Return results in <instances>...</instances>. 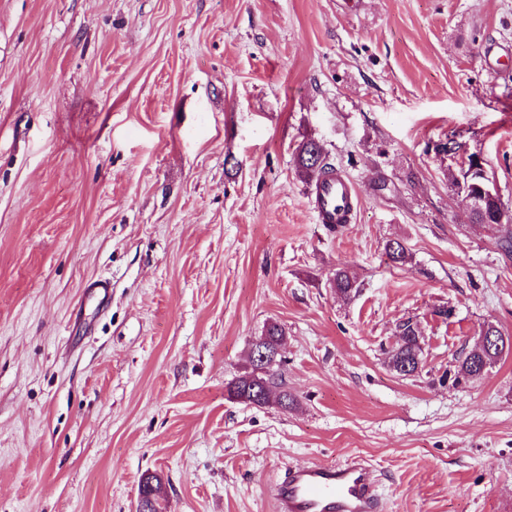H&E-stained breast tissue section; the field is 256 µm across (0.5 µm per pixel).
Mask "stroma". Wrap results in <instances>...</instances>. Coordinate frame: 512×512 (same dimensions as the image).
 <instances>
[{
	"label": "stroma",
	"instance_id": "35a3bbf8",
	"mask_svg": "<svg viewBox=\"0 0 512 512\" xmlns=\"http://www.w3.org/2000/svg\"><path fill=\"white\" fill-rule=\"evenodd\" d=\"M492 42L512 0H0V512H135L148 473L167 512H273L288 466L350 456L380 512H512V353L447 380L512 336V255L448 186L477 155L512 209ZM310 138L350 223L315 220ZM272 322L293 406L229 399ZM311 141L312 139H306L297 146L295 160L299 172L305 177H320L330 171H335L330 164L325 162V157L320 163L318 162L319 151L316 156L309 154ZM332 288L336 295L345 300L351 299L357 292L355 278L347 268H336L332 277ZM421 335L418 324L412 319L404 320L398 325V339L389 358L390 367L397 374L406 377L412 376L421 370L423 362L418 368L415 362L416 355L420 360L423 359L422 352L417 347V340ZM406 365H409V370H405ZM483 330L486 331L487 335H490V336H487L488 341H489V343L487 341V344L491 348H495L497 346L500 349L501 344L496 336H500L502 338V341H501L502 350L498 351L497 349H493V351L491 353H487V355L485 356V358L489 362L495 364L504 354H508L509 352L510 353L512 352V336H505L503 334L504 332L497 325H495L493 323H487L486 325H484V327L481 330V334H482ZM504 337L506 338V342H507L506 347H505V343H504ZM463 354V352L461 353ZM455 359L457 365H455L454 369V379L453 381L456 384L462 382H474L480 379L483 374L479 373V364L483 361L482 358H476V356H470L468 354H463Z\"/></svg>",
	"mask_w": 512,
	"mask_h": 512
}]
</instances>
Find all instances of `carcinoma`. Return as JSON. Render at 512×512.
Masks as SVG:
<instances>
[{
	"label": "carcinoma",
	"mask_w": 512,
	"mask_h": 512,
	"mask_svg": "<svg viewBox=\"0 0 512 512\" xmlns=\"http://www.w3.org/2000/svg\"><path fill=\"white\" fill-rule=\"evenodd\" d=\"M311 140L302 141L296 149V165L299 172L305 177H320L333 170L330 164L319 161V156L309 154ZM448 182L454 191L460 190L475 195L480 200V210L473 213L475 223L493 227L499 234V244L506 253L512 252V223H499V216L504 209L500 196L492 185L486 170L471 172V165L467 164L455 170L448 169ZM385 253L394 264H404L408 259V248L400 240H390L385 245ZM332 288L336 295L348 300L357 292L356 281L353 274L346 268H338L333 273ZM421 330L411 319L402 321L398 325V339L389 358L390 367L401 376H412L419 372L415 365V357L419 348L417 340ZM454 369V382H474L482 377L479 373V364L482 359L463 354L456 359ZM283 358H278V364L273 372L256 373L254 371L234 378L229 383V394L232 398L264 406L269 403L267 391L278 385L282 379Z\"/></svg>",
	"instance_id": "obj_1"
}]
</instances>
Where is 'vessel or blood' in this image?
Segmentation results:
<instances>
[{
    "label": "vessel or blood",
    "instance_id": "1",
    "mask_svg": "<svg viewBox=\"0 0 512 512\" xmlns=\"http://www.w3.org/2000/svg\"><path fill=\"white\" fill-rule=\"evenodd\" d=\"M308 196L318 223H350L357 195L342 174L315 180ZM377 483L373 466L358 458L297 464L275 486L274 512H379Z\"/></svg>",
    "mask_w": 512,
    "mask_h": 512
}]
</instances>
